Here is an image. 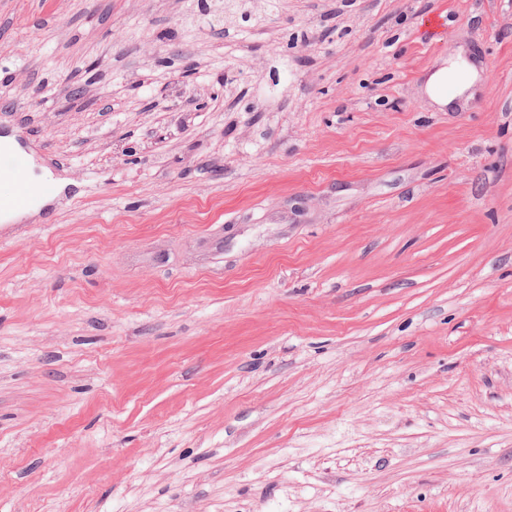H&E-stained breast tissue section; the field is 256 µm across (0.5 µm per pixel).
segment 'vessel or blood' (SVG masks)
<instances>
[{"label": "vessel or blood", "instance_id": "b4317fda", "mask_svg": "<svg viewBox=\"0 0 512 512\" xmlns=\"http://www.w3.org/2000/svg\"><path fill=\"white\" fill-rule=\"evenodd\" d=\"M30 169L27 151L0 145V173L8 175L7 183L0 185V212L28 207L37 200L54 195V184L47 180H31Z\"/></svg>", "mask_w": 512, "mask_h": 512}]
</instances>
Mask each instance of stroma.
<instances>
[{
  "label": "stroma",
  "instance_id": "1",
  "mask_svg": "<svg viewBox=\"0 0 512 512\" xmlns=\"http://www.w3.org/2000/svg\"><path fill=\"white\" fill-rule=\"evenodd\" d=\"M0 54L66 183L0 220V512H512V0H0ZM475 79L476 73L473 70L462 68L456 63H451L448 69H441L432 75L428 83V90L439 104H450L455 96L462 95L470 89ZM446 83L454 84L451 92L443 89Z\"/></svg>",
  "mask_w": 512,
  "mask_h": 512
}]
</instances>
